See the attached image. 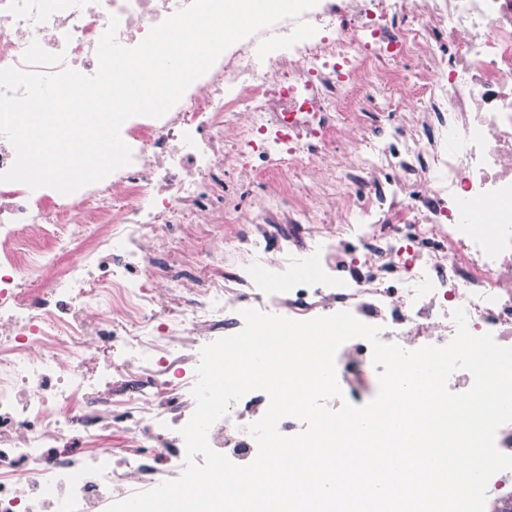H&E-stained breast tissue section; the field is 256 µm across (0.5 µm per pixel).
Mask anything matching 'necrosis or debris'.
I'll return each instance as SVG.
<instances>
[{
	"label": "necrosis or debris",
	"mask_w": 512,
	"mask_h": 512,
	"mask_svg": "<svg viewBox=\"0 0 512 512\" xmlns=\"http://www.w3.org/2000/svg\"><path fill=\"white\" fill-rule=\"evenodd\" d=\"M190 0H0V69L95 73ZM129 166L0 183V512H105L177 478L201 349L242 309L349 311L407 350L512 346V0H318L225 50ZM339 383L379 377L369 342ZM265 392L210 446L243 463Z\"/></svg>",
	"instance_id": "necrosis-or-debris-1"
}]
</instances>
